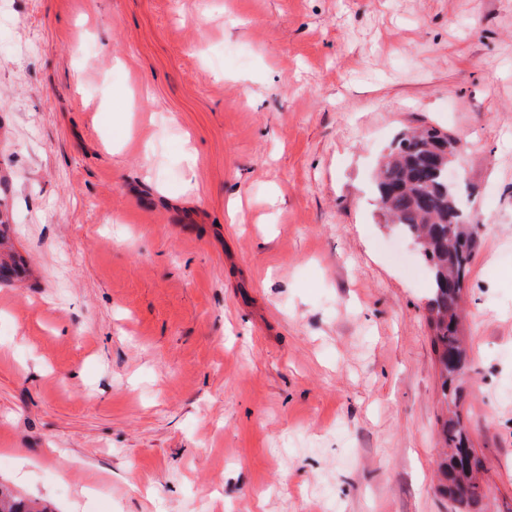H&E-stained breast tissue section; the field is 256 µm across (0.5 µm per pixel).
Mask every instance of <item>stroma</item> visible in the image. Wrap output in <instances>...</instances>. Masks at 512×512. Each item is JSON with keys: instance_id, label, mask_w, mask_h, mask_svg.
Masks as SVG:
<instances>
[{"instance_id": "1", "label": "stroma", "mask_w": 512, "mask_h": 512, "mask_svg": "<svg viewBox=\"0 0 512 512\" xmlns=\"http://www.w3.org/2000/svg\"><path fill=\"white\" fill-rule=\"evenodd\" d=\"M0 484L49 512H462L430 272L376 203L462 141L458 411L512 512V0H0Z\"/></svg>"}]
</instances>
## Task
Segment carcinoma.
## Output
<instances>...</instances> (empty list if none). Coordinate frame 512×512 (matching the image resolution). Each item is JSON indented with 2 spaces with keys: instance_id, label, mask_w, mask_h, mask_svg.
Returning <instances> with one entry per match:
<instances>
[{
  "instance_id": "1",
  "label": "carcinoma",
  "mask_w": 512,
  "mask_h": 512,
  "mask_svg": "<svg viewBox=\"0 0 512 512\" xmlns=\"http://www.w3.org/2000/svg\"><path fill=\"white\" fill-rule=\"evenodd\" d=\"M452 138L433 128L402 134L385 157L376 179L378 202L385 223L420 239L421 258L432 273L428 298L429 320L438 356L441 393L447 417L441 437L450 449L440 464L441 490L460 502L484 498L478 475L483 459L472 448L458 412L462 379L454 376L456 359H468L461 347V297L448 287L452 279H466L477 246L455 187L448 185V143ZM0 512H39L0 488Z\"/></svg>"
}]
</instances>
